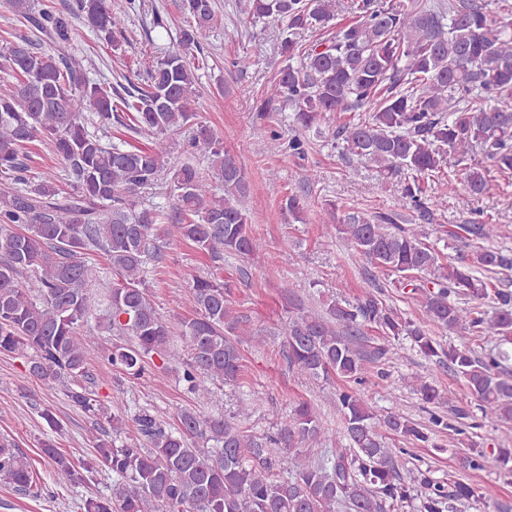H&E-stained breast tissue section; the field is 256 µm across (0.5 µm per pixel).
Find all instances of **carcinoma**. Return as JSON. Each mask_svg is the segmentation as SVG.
<instances>
[{
	"label": "carcinoma",
	"instance_id": "1",
	"mask_svg": "<svg viewBox=\"0 0 512 512\" xmlns=\"http://www.w3.org/2000/svg\"><path fill=\"white\" fill-rule=\"evenodd\" d=\"M493 16L478 0H356L358 19L336 26V0H247L251 20L280 24L288 64L267 88L258 116L273 123V102L288 105V153L305 155V134L320 131L326 115L368 108L364 120L346 121L331 137L353 156L374 163L386 178L412 174L404 186L406 206L430 220L440 197L424 187L441 171L442 153L458 158L459 177L468 190L466 206L489 186L490 168L512 171V4ZM54 48L36 47L25 35L0 41V353L27 359L28 373L39 382L65 387L66 396L95 424L112 432L94 441V458L74 461L43 448L61 484L81 485L103 466L117 477L109 498L89 497L84 512H383V504L420 500L419 512H457L473 499H493L490 487L461 480L443 484L419 469L409 480L400 457L385 446L379 426L408 443H428L448 429L470 449L464 466L492 465L512 472V448H478L469 439L477 419L512 428V290L497 288L489 274L512 267L500 250L481 246L459 264L444 265L423 241L418 224L402 214L378 212L338 216L336 203L322 204L325 236L341 239L368 263L395 275L392 287L417 295L427 321L455 337L443 345L425 326L367 292L354 304L332 299L319 313L305 307L288 283L281 345L288 366L301 376L335 375L365 381L372 357H402L410 348L429 362H443L462 377L472 410H459L456 422L431 412L428 424L394 411L380 418L356 392L339 390L329 398L340 414L347 445L331 451L333 438L316 408L296 402L273 434L256 436L238 424L239 414L204 415L192 408L178 414L175 430L148 412L129 414L124 404L107 407L83 384L90 351L83 338L93 311L89 289L96 270L95 252L112 267V287L101 319L122 336L99 353L100 359L134 379L167 370L173 357L172 328L178 327L188 359L182 379L197 399L207 384L234 382L243 371V344L262 346L266 333L243 325L235 307L236 285L213 274L188 282L194 315L171 323L150 298L146 262L166 245L188 244L215 268L231 254L257 256L262 241L252 229L245 205L249 181L223 138L201 119L195 66L200 39L222 18L212 0H180L188 19L177 47L141 61V85L128 97L91 81L84 59L60 49L73 38L69 17L39 7L35 0H0ZM85 25L117 50L125 38L126 13L111 0H76ZM330 31V37L304 50L300 29ZM117 96L138 132L152 136L146 148L124 149L105 140ZM93 125L97 130L91 131ZM189 130L187 144L207 155L217 193L209 177L189 159L169 169L176 135ZM46 146L75 179L76 191L60 188L53 169L30 184L32 145ZM480 149L490 162L472 161ZM170 176L167 205H146L140 195ZM290 223H303L306 202L290 194L281 202ZM462 230L488 241L504 237L499 224L482 220ZM491 301L488 318L479 305ZM376 325L385 342L366 351L355 344L361 327ZM495 338V351L477 356L469 341ZM161 365H152L154 357ZM414 391L427 404L439 400L430 373L416 378ZM130 441L117 444L121 434ZM213 444L214 451L201 448ZM288 459L289 476L271 472L272 461ZM33 471L16 444L0 439V481L26 491Z\"/></svg>",
	"mask_w": 512,
	"mask_h": 512
}]
</instances>
